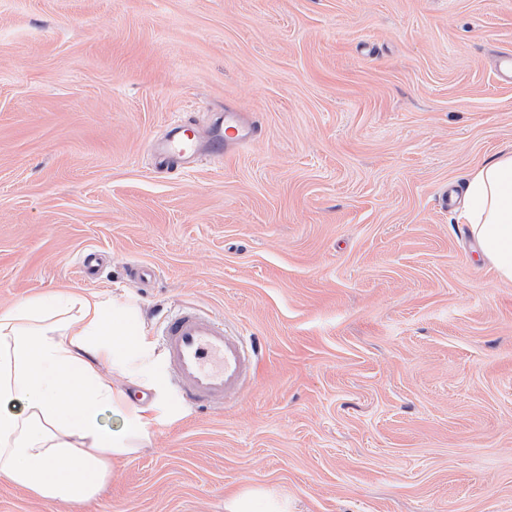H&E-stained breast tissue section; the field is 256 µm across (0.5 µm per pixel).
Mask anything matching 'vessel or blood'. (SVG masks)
Here are the masks:
<instances>
[{
  "instance_id": "obj_1",
  "label": "vessel or blood",
  "mask_w": 512,
  "mask_h": 512,
  "mask_svg": "<svg viewBox=\"0 0 512 512\" xmlns=\"http://www.w3.org/2000/svg\"><path fill=\"white\" fill-rule=\"evenodd\" d=\"M259 135L258 123H242L232 112L216 121L205 145L191 129L175 123L157 149L158 165H188L203 154L217 159L230 145L256 140ZM161 355L180 398L193 408L223 409L244 392L257 372L255 351L243 337L225 331L221 319L191 307L166 319Z\"/></svg>"
}]
</instances>
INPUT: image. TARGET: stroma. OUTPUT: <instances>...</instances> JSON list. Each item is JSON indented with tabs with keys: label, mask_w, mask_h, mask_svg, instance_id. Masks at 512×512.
<instances>
[{
	"label": "stroma",
	"mask_w": 512,
	"mask_h": 512,
	"mask_svg": "<svg viewBox=\"0 0 512 512\" xmlns=\"http://www.w3.org/2000/svg\"><path fill=\"white\" fill-rule=\"evenodd\" d=\"M507 52L512 0H0V308L137 304L152 408L95 498L0 512H512V283L438 205L512 150ZM225 112L262 137L157 168ZM181 307L256 348L223 410L159 355Z\"/></svg>",
	"instance_id": "stroma-1"
}]
</instances>
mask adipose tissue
Returning a JSON list of instances; mask_svg holds the SVG:
<instances>
[{
    "instance_id": "ef3b65f1",
    "label": "adipose tissue",
    "mask_w": 512,
    "mask_h": 512,
    "mask_svg": "<svg viewBox=\"0 0 512 512\" xmlns=\"http://www.w3.org/2000/svg\"><path fill=\"white\" fill-rule=\"evenodd\" d=\"M464 195L458 223L512 282V150L479 165ZM142 334L137 313L118 301L53 294L0 309L1 479L65 503L99 493L150 424L110 374L134 367ZM107 407L123 413L122 432L103 426Z\"/></svg>"
}]
</instances>
